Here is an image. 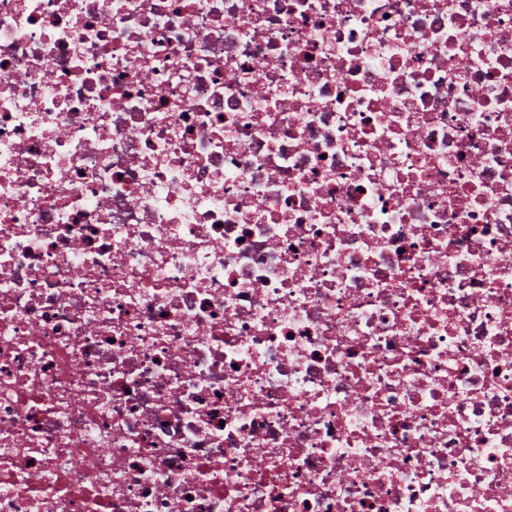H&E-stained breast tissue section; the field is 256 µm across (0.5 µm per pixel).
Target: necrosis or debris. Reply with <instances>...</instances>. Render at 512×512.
I'll return each instance as SVG.
<instances>
[{
	"label": "necrosis or debris",
	"mask_w": 512,
	"mask_h": 512,
	"mask_svg": "<svg viewBox=\"0 0 512 512\" xmlns=\"http://www.w3.org/2000/svg\"><path fill=\"white\" fill-rule=\"evenodd\" d=\"M0 512H512V0H0Z\"/></svg>",
	"instance_id": "obj_1"
}]
</instances>
